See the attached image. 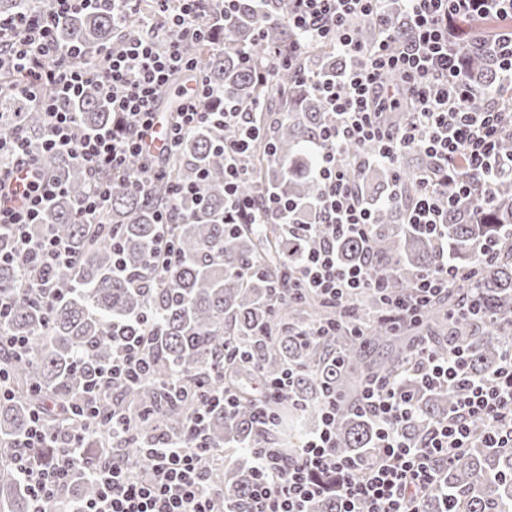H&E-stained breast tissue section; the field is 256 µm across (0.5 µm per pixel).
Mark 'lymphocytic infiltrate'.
<instances>
[{
    "instance_id": "f902f5d3",
    "label": "lymphocytic infiltrate",
    "mask_w": 512,
    "mask_h": 512,
    "mask_svg": "<svg viewBox=\"0 0 512 512\" xmlns=\"http://www.w3.org/2000/svg\"><path fill=\"white\" fill-rule=\"evenodd\" d=\"M154 2L167 24L165 38L135 30L106 50L95 69L87 64L91 50L58 43V27L91 7H116L125 17L137 14L138 0H47L33 12L0 14V70L18 75L20 94L44 112L43 150L74 154L93 177L76 209L77 223H93L109 201L111 185L104 172L126 174L133 190H145L149 179L162 176L160 161L180 138L207 122L236 132L220 142L225 223H276L289 233L319 240L317 248L282 275L275 293L276 303L288 305L312 293L334 309L331 322L303 329L311 341L334 335L343 324L352 335H360L364 294L379 296L378 319L397 329L449 289L494 265L498 256L485 242L475 246L470 267L450 263L445 226L450 207L458 202L490 208L499 174L512 169V157L498 151L500 141L512 137V27L483 39L480 46L497 66L502 91L497 98L474 93L465 73L466 55L451 41L460 35L459 20H512V0H400L410 29L405 37L385 10V0H289L287 14L273 16V23L299 33L301 39L286 52L269 47V63L257 74L260 83L274 85L276 72L292 66L296 56L314 44L332 46L346 60L336 78L298 76L322 95L327 106L312 147L315 163L310 175L318 188L314 224L296 223L291 202L240 192V184L252 175L250 157L261 103H228L214 109L201 63L187 51L194 41L219 42V20L231 15L238 0ZM360 18L378 32L373 45H363L357 37L354 22ZM179 72L193 74L194 84L183 90L175 120L166 124L158 141V107ZM92 84L118 121L87 132L76 125L69 105ZM395 112L405 113L402 125L390 122ZM410 151L425 154L430 165L416 176L418 189L405 208L404 222L432 241L437 260L417 277L411 294L394 295L391 273L375 271L367 262L341 265L336 242L369 238L371 214L360 201L358 175L375 166L386 168V199L398 201L402 191L397 169ZM136 157L143 160L137 171L129 167ZM451 175L457 190L448 197L443 183ZM63 191L21 136H0V233L12 240L10 249L0 252V262L18 264L25 287L44 299L51 292L48 271L74 257L56 237L33 238L30 228L43 222L51 202ZM115 342L111 366L85 389L77 409L87 422L102 425L109 434L130 435L135 422L111 411L101 399L114 379L145 380L147 339L119 336ZM412 353L420 359L418 373L424 385L460 388L446 420L431 426L421 443H408L402 429L413 416L414 395L388 375H368L355 407L375 424L376 444L364 457L346 458L337 453L335 439L341 397L326 393L320 404L321 425L301 452L292 455L263 445L246 449L255 473L246 512H307L308 503L326 492V475L335 479L339 512H420L423 492L438 485L440 465L453 462L473 441L488 448H512V339L505 344L500 367L484 378L468 375V347L439 355L421 341ZM205 420L202 409L185 421L178 436L156 438L148 448L149 464L142 469L121 459L87 454L80 431L68 434L56 462L44 466L33 462L29 451L42 447L50 434L41 414H31L25 451L17 455L16 464L32 512H220L222 465L205 440ZM77 466L97 484L94 498L72 497Z\"/></svg>"
}]
</instances>
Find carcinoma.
Instances as JSON below:
<instances>
[{"label":"carcinoma","instance_id":"1","mask_svg":"<svg viewBox=\"0 0 512 512\" xmlns=\"http://www.w3.org/2000/svg\"><path fill=\"white\" fill-rule=\"evenodd\" d=\"M35 0H0V14L24 12ZM288 12V0H238L237 12L228 21L231 33L219 45L194 43L196 56L208 77L215 101L230 99L266 103L267 120L254 155L255 176L242 184L245 195L273 192L297 205L300 224L317 223V187L308 176L311 159L307 149L324 121L326 106L310 88L295 83L292 70L277 76L279 88L261 85L255 72L262 69L267 46L288 49L295 35L282 26L264 28L265 41L255 38L267 15ZM126 36L124 24L112 10L88 9L70 18L58 32L67 45L108 49ZM472 85L491 92L498 73L491 61L477 51L468 53ZM345 58L330 46H312L295 59L307 74L332 78ZM11 76L0 73V133L14 131L39 150L45 136L44 116L31 103L11 91ZM76 124L86 130L112 125L108 103L92 85L81 100L71 104ZM219 133L207 125L187 135L166 163L167 175L151 181L144 193L132 190L126 179L109 173L112 195L98 223L78 224L75 211L89 187L90 176L80 162L67 154L47 152L41 160L58 177L65 190L49 211L46 225L32 227V235L50 232L65 242L74 263L50 271L57 300L44 307L23 287L19 266L0 263V297L11 301L3 324L9 336L28 339L21 355L0 350V369L15 385V396L0 401V512H29L30 499L17 477L15 455L27 452L44 465L54 463L57 447H15L40 406V392L50 391L60 405L48 411L46 426L57 436L84 426L72 412L80 392L99 367L112 362V328L117 323L148 316L157 323L150 345L149 379L140 384L116 383L110 390L111 407L135 416L141 407L154 409V424L136 441L110 437L96 430L85 447L134 464H148L145 447L160 434L180 431L186 418L200 407L186 392L191 381L224 356V340L235 342L261 365L264 379L272 380L293 370L292 386L300 407L311 422L319 414L323 393H352L360 379L371 372L393 376L417 394L414 415L403 429L406 440L419 441L438 421L446 419L459 390L429 388L412 374L408 346L415 334L425 332L444 352L448 342L471 347L469 372L488 375L500 365L503 344L512 335V172L498 181L495 204L485 210L460 207L448 212V258L459 266L472 263L470 244L486 240L495 244L498 264L465 282L448 295L460 301L473 298L479 311L453 320L445 301L427 306L420 319L407 326L409 336H399L384 322L367 326L369 342L385 344L390 354L370 364L361 346L350 336H328L309 343L291 320L290 306L276 305L272 281L280 267L299 253L317 245L318 239L294 238L280 224L224 228V157L216 151ZM429 166L420 152L404 158L400 175L404 198L384 204L389 181L379 167L358 176L362 201L370 208L373 235L370 245L355 238L336 242L340 260L358 263L366 258L378 271L396 272L391 292H412L415 277L434 265L432 242L411 231L403 219L404 206L415 193L416 174ZM174 183L199 186V193L173 197ZM170 213L169 233L178 250L177 259L165 267L150 263V254L163 232L161 213ZM243 402L231 415L214 406L207 418V441L214 448L257 445L268 436L255 422L253 394L239 387ZM375 444V426L343 406L336 419V446L343 456L368 453ZM253 483L250 467L237 462L224 468V506L245 504ZM443 487L458 501L459 512H512V449L485 448L479 443L464 449L461 457L443 471Z\"/></svg>","mask_w":512,"mask_h":512}]
</instances>
